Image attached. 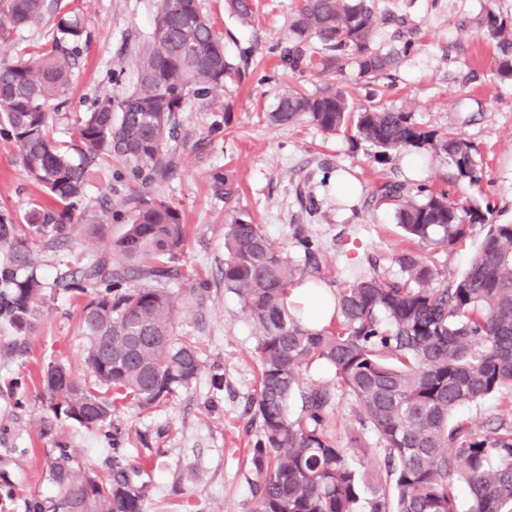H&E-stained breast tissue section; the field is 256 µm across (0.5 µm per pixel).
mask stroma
<instances>
[{
  "label": "stroma",
  "mask_w": 512,
  "mask_h": 512,
  "mask_svg": "<svg viewBox=\"0 0 512 512\" xmlns=\"http://www.w3.org/2000/svg\"><path fill=\"white\" fill-rule=\"evenodd\" d=\"M47 0L40 23L9 35L0 62L50 42L58 20ZM85 33L72 73L69 103L51 114L61 149L78 143L74 119L93 111L107 95L124 96L136 79L139 47L148 37L157 0H79ZM224 53L246 69L225 79L180 115L178 136L167 145L173 166L165 181L120 179L122 161L107 158L91 168L74 211L68 245L28 238L22 251L0 250V272L36 271L48 289L40 317L27 336H17L0 313V512H29L34 499L54 496L45 455L68 449L82 466L110 470L114 455L141 463L149 485L146 512H250L253 496L248 450L260 434L252 400L259 381L256 331L239 299L224 289V226L240 215L261 224L274 246L303 260L301 240L317 249L319 284L337 291L352 274L377 269L395 277L392 258L407 248L391 205L375 195L386 180L447 189L452 200L490 203L499 224H512V80L495 76L497 51L480 37L486 11L512 21V0H379L376 44L397 34L412 36L409 58L372 81H356L353 69L286 71L268 47L286 40L293 0H255V23L241 27L224 0H200ZM312 91L326 84L348 88L360 103L374 100L410 112L418 124L466 138L483 169L480 185L455 180L446 161L424 151H403L390 165L375 164L370 149L347 134L330 137L301 121L282 128L268 123L283 86ZM232 172L240 185L233 199L214 196L210 174ZM160 198L183 213L186 244L180 264L186 277L175 288L186 299L175 317L177 335L201 348L204 363L188 389L142 409L117 405L109 421L85 427L56 416L42 384L51 363L87 378L79 329L82 301L62 281L90 264L119 238L126 222L123 199ZM36 205L53 201L25 173L18 145L0 133V221L23 224ZM112 218L102 235L86 226L101 211Z\"/></svg>",
  "instance_id": "1"
}]
</instances>
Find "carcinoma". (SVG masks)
Listing matches in <instances>:
<instances>
[{"label": "carcinoma", "instance_id": "carcinoma-1", "mask_svg": "<svg viewBox=\"0 0 512 512\" xmlns=\"http://www.w3.org/2000/svg\"><path fill=\"white\" fill-rule=\"evenodd\" d=\"M238 23H253V0H225ZM45 0H6L0 41L38 22ZM377 0H295L288 44H276L290 70L355 66L375 79L415 48L412 38L385 50L374 42ZM85 32L82 7L62 16L51 45L0 64V124L20 147L28 178L56 207H33L29 233L53 243L72 237L73 207L85 192L88 165L101 155L128 166L123 177L151 182L166 177L164 147L179 115L231 73L224 43L199 0H160L152 32L136 60L137 80L122 98L106 96L77 119L81 141L75 160L54 142L47 106L66 103L78 45ZM480 35L497 49L496 74L512 77V26L489 10ZM268 122L300 120L326 134L349 133L374 149L375 163L391 154L424 149L446 159L455 178L478 185L482 173L469 141L427 129L412 113L384 104H357L350 93L326 85L313 93L284 89ZM213 194L228 199L235 176L211 174ZM380 200L393 206L397 224L417 249L393 257L396 278L359 275L338 289L336 312L320 330L291 310L289 295L302 276L288 253L276 249L262 225L242 215L224 228V289L239 298L257 334L259 385L252 405L261 434L250 448L252 512H460L457 492L470 493L468 512H512V401L484 424L457 419L459 411L503 392L512 396V224H498L488 206L460 205L448 191L408 188L385 181ZM483 241L467 269L443 275L427 248L452 249L476 227ZM186 240L178 207L140 199L126 230L111 247L63 284L92 289L81 308L87 338L84 363L93 382L50 364L44 387L57 415L86 427L102 426L118 403L152 408L188 388L203 366L200 348L174 334V315L185 306L169 284L183 277L176 259ZM26 239L0 222V246L17 250ZM148 282L130 288L133 279ZM10 324L25 336L38 317L44 283L33 272L0 276ZM316 363L333 371L330 382H309ZM347 394L359 432H371L384 455L366 464L355 456L358 436L331 428L334 392ZM301 408L291 413L290 403ZM56 495L36 500L32 512H144L147 484L141 469L112 460L101 476L61 449L46 459Z\"/></svg>", "mask_w": 512, "mask_h": 512}]
</instances>
